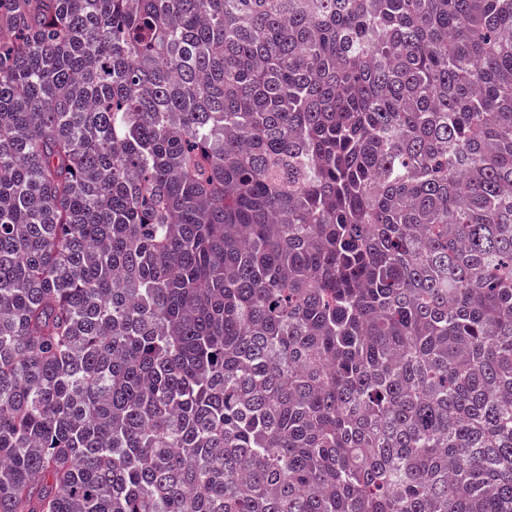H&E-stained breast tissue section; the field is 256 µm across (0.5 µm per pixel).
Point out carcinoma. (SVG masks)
Wrapping results in <instances>:
<instances>
[{"label":"carcinoma","instance_id":"1","mask_svg":"<svg viewBox=\"0 0 512 512\" xmlns=\"http://www.w3.org/2000/svg\"><path fill=\"white\" fill-rule=\"evenodd\" d=\"M0 512H512V0H0Z\"/></svg>","mask_w":512,"mask_h":512}]
</instances>
